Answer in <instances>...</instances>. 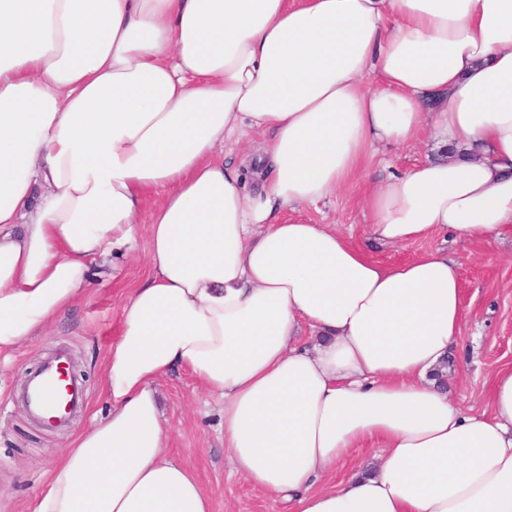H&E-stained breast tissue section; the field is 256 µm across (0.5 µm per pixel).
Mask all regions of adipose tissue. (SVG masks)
I'll return each instance as SVG.
<instances>
[{
	"instance_id": "ef3b65f1",
	"label": "adipose tissue",
	"mask_w": 512,
	"mask_h": 512,
	"mask_svg": "<svg viewBox=\"0 0 512 512\" xmlns=\"http://www.w3.org/2000/svg\"><path fill=\"white\" fill-rule=\"evenodd\" d=\"M261 134L248 190L219 152ZM438 153L366 194L370 236L512 238V0H0V358L147 245L109 413L34 512H213L164 451L157 381L224 402L238 475L291 512H512V365L465 412L435 371L460 261L385 264L293 219L376 145ZM159 202L138 221L148 194ZM374 442L376 462L328 475Z\"/></svg>"
}]
</instances>
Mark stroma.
I'll return each mask as SVG.
<instances>
[{
    "label": "stroma",
    "mask_w": 512,
    "mask_h": 512,
    "mask_svg": "<svg viewBox=\"0 0 512 512\" xmlns=\"http://www.w3.org/2000/svg\"><path fill=\"white\" fill-rule=\"evenodd\" d=\"M428 152L424 141L380 146L368 175L356 176L335 196L303 207L300 214L317 224L336 225L383 263L405 262L433 248L446 249L460 259L465 319L460 340L448 354L445 387L458 408L480 411L485 407L487 380L499 367L512 364V240L489 247L434 235L407 246H390L366 233L361 198L369 184L405 173ZM148 272L146 251L126 257L121 282L91 288L43 336L24 343L10 364L0 365V512H33V491L46 483L52 463L73 432L110 411L103 391L107 352L119 335L125 298ZM58 350L73 358L75 373L87 390V407L75 414L68 427L50 430L27 415L20 393L30 375ZM157 387L169 428L166 452L196 474L214 512H288L286 504L256 490L233 471L220 431V401L182 369L159 379Z\"/></svg>",
    "instance_id": "35a3bbf8"
}]
</instances>
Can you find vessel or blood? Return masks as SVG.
<instances>
[{"label":"vessel or blood","mask_w":512,"mask_h":512,"mask_svg":"<svg viewBox=\"0 0 512 512\" xmlns=\"http://www.w3.org/2000/svg\"><path fill=\"white\" fill-rule=\"evenodd\" d=\"M67 361L66 354H57L52 362L31 375L26 394V408L31 416L62 422L84 407L86 394L82 382L65 378L62 373Z\"/></svg>","instance_id":"obj_1"}]
</instances>
